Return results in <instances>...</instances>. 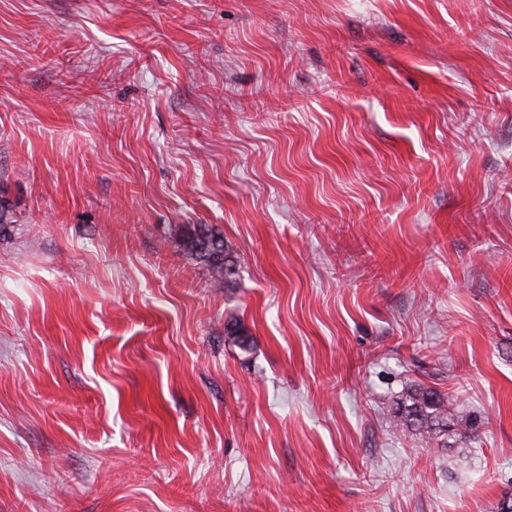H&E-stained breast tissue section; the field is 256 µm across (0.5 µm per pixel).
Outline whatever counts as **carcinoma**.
I'll list each match as a JSON object with an SVG mask.
<instances>
[{
	"mask_svg": "<svg viewBox=\"0 0 512 512\" xmlns=\"http://www.w3.org/2000/svg\"><path fill=\"white\" fill-rule=\"evenodd\" d=\"M12 226V210L7 188L0 185V236ZM183 250L204 265L216 287H229L237 273L238 260L226 250L224 237L207 225L179 224L174 229ZM226 335L244 352L250 350L251 336L247 327L230 321ZM395 425L406 426L427 435V439L451 437L464 432L475 434V422L460 419L456 407L441 393L425 387H411L401 398L394 414Z\"/></svg>",
	"mask_w": 512,
	"mask_h": 512,
	"instance_id": "1",
	"label": "carcinoma"
}]
</instances>
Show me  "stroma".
Instances as JSON below:
<instances>
[{
    "label": "stroma",
    "instance_id": "1",
    "mask_svg": "<svg viewBox=\"0 0 512 512\" xmlns=\"http://www.w3.org/2000/svg\"><path fill=\"white\" fill-rule=\"evenodd\" d=\"M0 183V512L512 505V0H0ZM192 225L178 224L174 229L183 250L207 268L214 286L229 287L237 273V258L226 250L221 234L207 225ZM397 405L393 420L395 425L413 428L426 434L429 440L461 436L464 432L475 438V422L470 418L459 419L456 407L448 401V397L431 388L411 387Z\"/></svg>",
    "mask_w": 512,
    "mask_h": 512
}]
</instances>
